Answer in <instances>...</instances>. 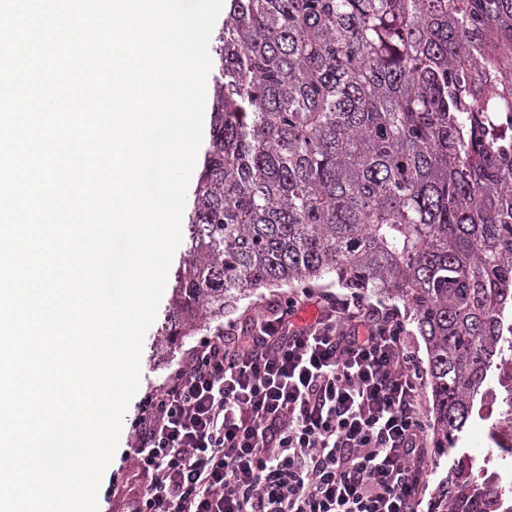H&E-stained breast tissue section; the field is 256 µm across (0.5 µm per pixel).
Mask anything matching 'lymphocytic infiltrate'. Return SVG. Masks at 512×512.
Here are the masks:
<instances>
[{"mask_svg":"<svg viewBox=\"0 0 512 512\" xmlns=\"http://www.w3.org/2000/svg\"><path fill=\"white\" fill-rule=\"evenodd\" d=\"M407 333L400 311L307 290L201 338L130 422L145 483L125 512H415L427 424Z\"/></svg>","mask_w":512,"mask_h":512,"instance_id":"1","label":"lymphocytic infiltrate"}]
</instances>
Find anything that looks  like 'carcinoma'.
<instances>
[{
    "mask_svg": "<svg viewBox=\"0 0 512 512\" xmlns=\"http://www.w3.org/2000/svg\"><path fill=\"white\" fill-rule=\"evenodd\" d=\"M155 343L263 288L403 298L448 452L512 313V0H230ZM462 458L432 512H498Z\"/></svg>",
    "mask_w": 512,
    "mask_h": 512,
    "instance_id": "1",
    "label": "carcinoma"
}]
</instances>
